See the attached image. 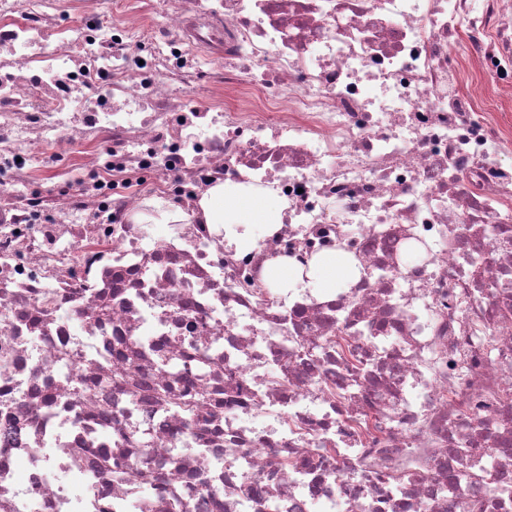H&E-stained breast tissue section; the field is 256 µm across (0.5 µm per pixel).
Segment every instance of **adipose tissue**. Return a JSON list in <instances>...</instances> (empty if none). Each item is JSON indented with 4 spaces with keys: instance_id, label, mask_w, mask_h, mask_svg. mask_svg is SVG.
<instances>
[{
    "instance_id": "obj_1",
    "label": "adipose tissue",
    "mask_w": 512,
    "mask_h": 512,
    "mask_svg": "<svg viewBox=\"0 0 512 512\" xmlns=\"http://www.w3.org/2000/svg\"><path fill=\"white\" fill-rule=\"evenodd\" d=\"M202 216L207 224L271 225L281 223L283 206L269 188L252 190L235 185H217L201 202ZM310 285L319 294L336 295L354 279L355 272L336 253L313 260Z\"/></svg>"
}]
</instances>
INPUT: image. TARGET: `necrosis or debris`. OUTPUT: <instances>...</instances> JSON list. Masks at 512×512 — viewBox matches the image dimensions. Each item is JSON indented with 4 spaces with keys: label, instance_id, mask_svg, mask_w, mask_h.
Masks as SVG:
<instances>
[{
    "label": "necrosis or debris",
    "instance_id": "obj_1",
    "mask_svg": "<svg viewBox=\"0 0 512 512\" xmlns=\"http://www.w3.org/2000/svg\"><path fill=\"white\" fill-rule=\"evenodd\" d=\"M97 2L0 0V512H512V0ZM201 207L206 224H248L251 231L256 224H281L283 217V206L270 188L252 190L219 184L209 190ZM311 265L309 286L325 296H335L341 288H348L355 277L353 268L336 252L324 254ZM300 271L297 268L291 267L286 262L274 261L267 264L265 275L268 280L280 285L287 281L291 283L301 280Z\"/></svg>",
    "mask_w": 512,
    "mask_h": 512
}]
</instances>
